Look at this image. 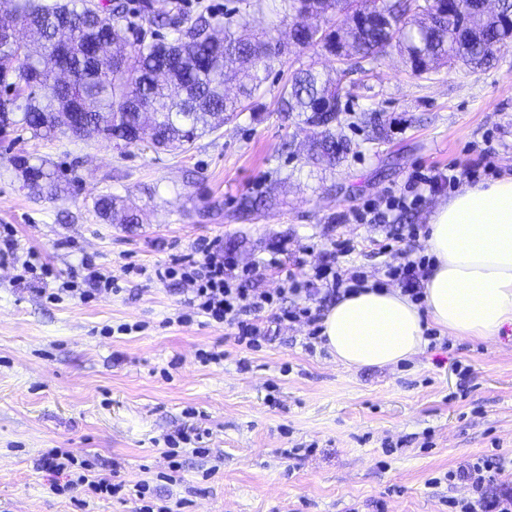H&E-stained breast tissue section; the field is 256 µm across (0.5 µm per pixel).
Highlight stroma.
Segmentation results:
<instances>
[{
    "mask_svg": "<svg viewBox=\"0 0 512 512\" xmlns=\"http://www.w3.org/2000/svg\"><path fill=\"white\" fill-rule=\"evenodd\" d=\"M336 72V58L293 49L274 63L260 94L234 120L186 152L139 144L116 149L65 135L0 138V225H12L20 252L40 253L54 275L17 280L0 264V512H78L49 488L39 459L49 448L96 457L101 474L157 482L181 512H448L464 485L441 477L460 462L497 455L500 485L512 488V330L494 341L440 333L411 360L348 369L325 345L305 351L306 325L285 322L272 341L239 347L231 326L198 318L179 281H148L127 265L164 263L217 241L238 267L285 245L283 261L318 264L332 241L352 240L349 266L368 283L382 277L378 227L352 210L403 189L420 166L479 165L483 182L512 175V53L488 70L441 68L418 77L397 50L372 72L342 84L347 110L336 132L349 151L334 167L314 164L312 128L288 122L279 92L295 70ZM377 113L381 143L365 118ZM293 141L295 152L281 145ZM25 153L66 179L52 199L24 189L8 158ZM109 194L136 206L138 224H108L94 201ZM262 194L267 208L242 200ZM453 194H427L394 223L418 225L411 246L425 254L424 231ZM111 270L120 290L84 302L47 300L83 257ZM132 325L128 334L119 325ZM204 350L223 352L203 362ZM471 369L468 394L457 365ZM197 428L207 456L184 451L177 482L166 439ZM402 449L386 453V445ZM314 445L285 458V449Z\"/></svg>",
    "mask_w": 512,
    "mask_h": 512,
    "instance_id": "stroma-1",
    "label": "stroma"
}]
</instances>
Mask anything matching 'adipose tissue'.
Segmentation results:
<instances>
[{
  "label": "adipose tissue",
  "mask_w": 512,
  "mask_h": 512,
  "mask_svg": "<svg viewBox=\"0 0 512 512\" xmlns=\"http://www.w3.org/2000/svg\"><path fill=\"white\" fill-rule=\"evenodd\" d=\"M422 303L397 288L365 287L330 307L321 337L349 368H384L426 345L424 321L485 341L512 326V176L467 187L435 210Z\"/></svg>",
  "instance_id": "obj_1"
}]
</instances>
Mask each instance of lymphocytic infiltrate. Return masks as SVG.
I'll return each mask as SVG.
<instances>
[{
	"label": "lymphocytic infiltrate",
	"instance_id": "obj_1",
	"mask_svg": "<svg viewBox=\"0 0 512 512\" xmlns=\"http://www.w3.org/2000/svg\"><path fill=\"white\" fill-rule=\"evenodd\" d=\"M479 172L472 166L452 165L448 169H416L409 178V194L387 192L382 197L365 202L362 209L354 211L357 223L381 228L385 238L397 241L398 249L392 250L385 265L387 281L400 286L412 301L423 298V281L429 264L410 249L415 240L417 226L394 224L390 215L398 209L420 205L426 193L444 187H456L463 182H475ZM355 250L347 240L332 243L322 262L308 266L303 257H296L291 269L286 270L283 288L270 292L259 288L264 272L280 267L277 256H270L246 269L225 258L223 249L216 243L201 244L189 253L171 258L169 262L153 266L146 273L147 279L165 282L180 280L186 286L185 302L193 312L218 324L236 327L234 340L237 344L252 348L271 338V323L302 321L310 330L305 338L306 350H315L320 337L319 322L322 306L296 305L285 307L281 299L285 294L297 295L308 290L311 295L326 299H338L363 288L365 279L361 272L344 267L342 260ZM308 269V280L299 283L297 272ZM80 279L63 285L68 295L85 300L100 292H117L119 285L111 273L102 270L93 260L81 261ZM43 469L51 476L53 492L83 489V499L77 500L80 512H85L92 499L114 498L131 492L138 501L136 512H173L167 499L153 493L148 482L140 481L133 487L117 482L108 475L94 472L89 460H78L71 451L52 448L41 457ZM500 458L486 457L464 461L446 475L447 481L467 486L468 496L448 501L450 512H512V489L493 490L492 485L502 470Z\"/></svg>",
	"mask_w": 512,
	"mask_h": 512
}]
</instances>
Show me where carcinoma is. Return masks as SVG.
I'll return each mask as SVG.
<instances>
[{
	"label": "carcinoma",
	"instance_id": "cac0c4a2",
	"mask_svg": "<svg viewBox=\"0 0 512 512\" xmlns=\"http://www.w3.org/2000/svg\"><path fill=\"white\" fill-rule=\"evenodd\" d=\"M91 0H0V134L29 133L52 140L69 133L62 113L72 102L84 107L78 138L125 147L148 142L157 151H188L246 109L258 94L272 62L285 46L266 33H249L246 13L235 27L218 31L199 11L179 0H110V16L99 18ZM467 0H279V25L292 20V45L319 48L363 70L374 69L389 49L406 57L422 76L441 64L473 70L494 66L512 42V0H496L491 12L474 11L463 26L425 17L459 16ZM380 11L385 23L371 22ZM138 16L155 27L145 42L130 26ZM340 81L313 68L283 84L281 110L289 120L315 128L311 157L327 165L348 148L336 136L341 124ZM10 165L30 194L53 198L60 175L31 156L15 154ZM109 224H137L136 213L108 194L94 202Z\"/></svg>",
	"mask_w": 512,
	"mask_h": 512
}]
</instances>
